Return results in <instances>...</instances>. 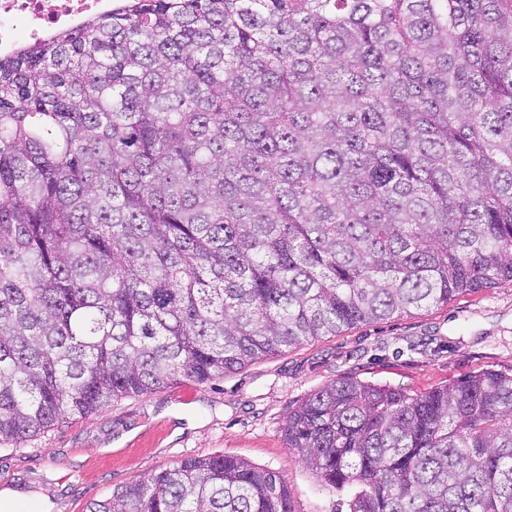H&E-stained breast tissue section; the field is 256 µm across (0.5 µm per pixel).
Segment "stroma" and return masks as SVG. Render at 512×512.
Instances as JSON below:
<instances>
[{
	"label": "stroma",
	"mask_w": 512,
	"mask_h": 512,
	"mask_svg": "<svg viewBox=\"0 0 512 512\" xmlns=\"http://www.w3.org/2000/svg\"><path fill=\"white\" fill-rule=\"evenodd\" d=\"M512 373V282L408 316L359 325L251 363L57 424L26 448L0 445V512H86L90 502L189 456L271 468L292 512H345L281 433L288 412L338 378L424 392L473 372Z\"/></svg>",
	"instance_id": "35a3bbf8"
}]
</instances>
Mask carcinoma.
Returning <instances> with one entry per match:
<instances>
[{
    "mask_svg": "<svg viewBox=\"0 0 512 512\" xmlns=\"http://www.w3.org/2000/svg\"><path fill=\"white\" fill-rule=\"evenodd\" d=\"M512 281V0H127L0 58V444ZM348 512H512V375L340 378ZM88 512H291L187 457Z\"/></svg>",
    "mask_w": 512,
    "mask_h": 512,
    "instance_id": "carcinoma-1",
    "label": "carcinoma"
}]
</instances>
